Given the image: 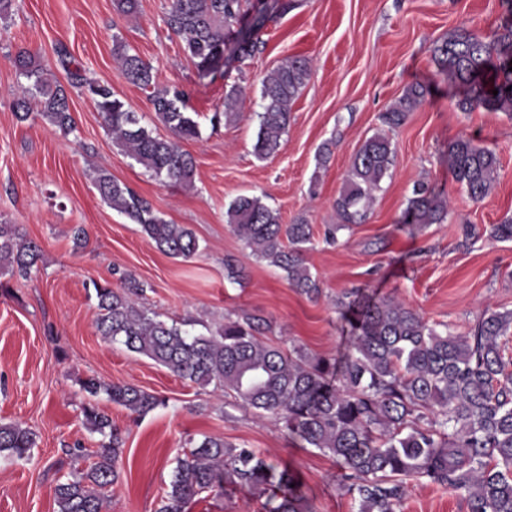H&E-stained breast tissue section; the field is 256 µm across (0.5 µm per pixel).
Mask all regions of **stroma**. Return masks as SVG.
<instances>
[{"label": "stroma", "instance_id": "1", "mask_svg": "<svg viewBox=\"0 0 512 512\" xmlns=\"http://www.w3.org/2000/svg\"><path fill=\"white\" fill-rule=\"evenodd\" d=\"M136 15L113 0H19L0 21V216L42 250L30 278H0V423H17L35 437L31 458H0V512H55L57 481L81 475L87 459L71 462L79 446L88 456L101 443L83 424L82 407L104 409L124 439L119 478L104 512H157L183 449L203 436L253 448L270 463L295 471L311 512H354L341 489V465L305 447L274 416L242 409L234 398L184 381L95 328L94 283L119 286L130 274L147 288L142 304L160 320H198L254 314L268 330L263 342L302 346L311 354L342 358L349 341L334 302L351 289L396 296L429 323L466 334L484 311L512 309V240L464 238L462 227H486L512 216V118L478 109L464 113L455 91L431 60L436 43L465 29L487 37L502 21L501 0H297L280 13L274 0H244L237 29L253 32L249 53L229 39L221 76L200 78L164 16L171 0H139ZM121 40L150 63L157 87L176 84L197 112L198 138L183 141L196 162L193 187L163 185L112 142L93 105L69 90L76 135L42 121L19 123L11 101L18 84L13 57L36 51L59 74L54 49L65 44L89 74L110 80L119 98L153 125L147 91L129 84L113 54ZM306 57L310 77L297 98L280 151L261 160L253 152L262 110L263 78L286 59ZM431 95L391 134L395 158L366 219L340 232L336 246H316L306 264L322 294L309 299L284 273L258 261L226 222L237 196L259 197L282 223L302 219L323 233L336 223L334 203L355 152L382 129L379 115L411 83ZM241 92L239 119L212 128L231 88ZM335 138L326 167L316 153ZM471 137L496 151L497 182L483 201L470 199L448 166V145ZM108 170L150 200L175 224L188 225L198 253L187 260L160 252L139 225L105 204L92 181ZM423 181L448 199L444 222L409 230L401 216L414 183ZM83 227L86 242L75 245ZM240 270L229 277L227 265ZM138 387L162 403L139 418L90 396L79 382ZM268 496L246 488L193 498L186 512H270ZM399 512H469L465 498L427 482L411 483Z\"/></svg>", "mask_w": 512, "mask_h": 512}]
</instances>
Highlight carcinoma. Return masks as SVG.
Wrapping results in <instances>:
<instances>
[{
    "label": "carcinoma",
    "mask_w": 512,
    "mask_h": 512,
    "mask_svg": "<svg viewBox=\"0 0 512 512\" xmlns=\"http://www.w3.org/2000/svg\"><path fill=\"white\" fill-rule=\"evenodd\" d=\"M503 2L506 14L493 39L454 30L432 50L438 73L458 91L455 107L461 112L484 109L512 116V0ZM241 9L242 0H172L165 23L181 38L183 53L200 77L218 70ZM56 54L64 85L30 51L16 54L20 82L12 110L17 121L38 118L65 136L76 132L66 87L77 88L100 114L113 141L152 177L162 184L193 185L195 160L180 141L198 137L199 123L187 111L185 90L157 88L153 67L115 41L113 54L123 77L149 91L155 121L170 132L162 136L142 124L143 116L117 97L111 81L88 77L64 46ZM309 76V61L295 56L262 80L257 158L266 159L281 148L293 104ZM427 94L429 87L422 83L407 85L380 115L382 124L390 131L401 127ZM236 103L233 88L225 96L224 111L212 113V127L231 116ZM394 156L386 133L360 146L335 202L339 223L327 225L325 243L336 242L339 232L364 221ZM448 163L454 181L472 200L491 193L500 168L493 150L472 138H458L448 144ZM94 185L103 202L139 225L162 253L185 260L197 253L198 240L190 229L164 219L146 198L108 172H97ZM447 213V199L418 182L401 223L426 227L441 223ZM226 217L258 259L280 269L300 293L319 298L320 282L304 261L316 243L312 225L302 220L283 224L277 211L246 195L229 204ZM487 237L512 240V218L491 225ZM40 259L39 246L0 217V276L27 278ZM93 287L95 326L104 339L122 343L185 381L220 389L243 408L277 416L289 434L341 462L342 487L358 503L357 512H396L412 481H427L464 497L469 512H512V362L504 355L512 337V310L485 313L467 334L459 335L446 324L441 330L429 324L393 296L345 295L336 299V308L351 341L338 362L300 346L283 351L264 343L259 338L264 320L256 315L226 318L204 333L196 332L191 320H158L141 305L145 288L132 277L123 278L116 289ZM81 387L92 396L104 392L109 402L138 416L161 403L132 385L89 378ZM83 416L86 427L103 440L86 473L57 481L56 512H102L106 491L118 479L119 429L95 405L84 407ZM34 444L28 429L0 423V454L27 459ZM226 486L263 494L277 489L280 501L271 512H309L293 471L215 436L203 437L178 457L158 512H185L191 499L222 493Z\"/></svg>",
    "instance_id": "carcinoma-1"
}]
</instances>
